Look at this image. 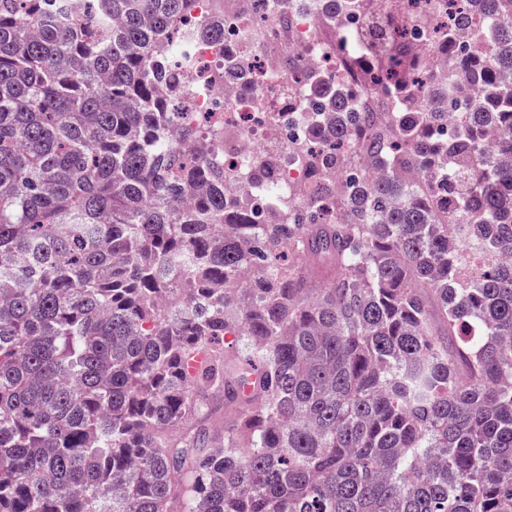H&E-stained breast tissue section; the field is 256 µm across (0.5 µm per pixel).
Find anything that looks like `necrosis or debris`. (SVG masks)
I'll return each instance as SVG.
<instances>
[{"label": "necrosis or debris", "mask_w": 512, "mask_h": 512, "mask_svg": "<svg viewBox=\"0 0 512 512\" xmlns=\"http://www.w3.org/2000/svg\"><path fill=\"white\" fill-rule=\"evenodd\" d=\"M455 0H372L370 12L359 19L340 15L336 24L324 23L323 0H296L281 11L279 0H197L186 25L205 22L224 26V50L248 59V89L225 87L222 66L206 42L195 47L193 67L176 71L191 111L202 116L201 139L208 161L223 166L234 194L264 204V188L255 171L267 155L278 160L277 184L299 203L310 200L308 176L296 148L312 140L305 91L297 70L318 62L356 90L354 106L372 113L375 131L388 132L396 104L380 86L368 82L359 67L366 51L386 55V41L377 32H432L454 22Z\"/></svg>", "instance_id": "obj_1"}]
</instances>
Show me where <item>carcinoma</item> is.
I'll use <instances>...</instances> for the list:
<instances>
[{
	"mask_svg": "<svg viewBox=\"0 0 512 512\" xmlns=\"http://www.w3.org/2000/svg\"><path fill=\"white\" fill-rule=\"evenodd\" d=\"M57 1L0 0V512H512V262L448 245L471 212L476 252L512 250V0H466L478 57L471 19L435 32L482 89L446 137L434 60L416 107L406 32L368 56L402 103L340 181L370 115L300 70L315 196L264 220L184 150L191 0H94L70 24ZM198 34L247 84L224 30ZM211 395L239 407L223 431L201 427Z\"/></svg>",
	"mask_w": 512,
	"mask_h": 512,
	"instance_id": "obj_1",
	"label": "carcinoma"
}]
</instances>
